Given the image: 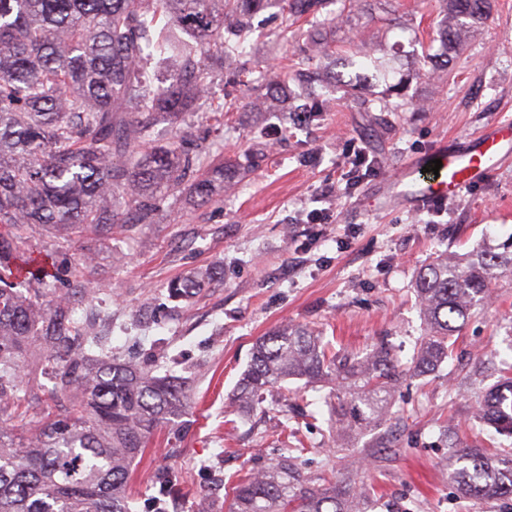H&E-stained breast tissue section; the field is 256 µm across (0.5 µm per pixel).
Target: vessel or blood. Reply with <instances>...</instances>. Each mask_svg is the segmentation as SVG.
I'll return each mask as SVG.
<instances>
[{"instance_id": "vessel-or-blood-1", "label": "vessel or blood", "mask_w": 512, "mask_h": 512, "mask_svg": "<svg viewBox=\"0 0 512 512\" xmlns=\"http://www.w3.org/2000/svg\"><path fill=\"white\" fill-rule=\"evenodd\" d=\"M512 146V121L497 123L492 132L470 141L467 146L445 145L435 156L441 159L442 166L436 179L415 183L421 166L417 162L405 164L398 180L402 183H414L412 197L416 202L424 203L435 199H448L459 195L472 183L487 178L495 169L504 150Z\"/></svg>"}]
</instances>
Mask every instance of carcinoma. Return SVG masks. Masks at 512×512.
<instances>
[{
	"mask_svg": "<svg viewBox=\"0 0 512 512\" xmlns=\"http://www.w3.org/2000/svg\"><path fill=\"white\" fill-rule=\"evenodd\" d=\"M447 53L490 13V0H438ZM279 6L294 17L320 13L322 0H0V412L21 409L27 356L52 383L51 398L69 403L61 419L38 423L14 440L0 423V512H130L131 468L150 438L189 405L187 378L153 375L112 361L106 337L75 318L68 297L52 292L49 262L25 249V230L40 224L61 238L81 227L107 235L119 224H155L171 212L162 203L189 193L214 201L224 166L212 146L193 142L182 127L188 112L213 110L208 79L244 49L252 17ZM303 52L297 67L329 56ZM173 63L163 79L149 72L156 58ZM344 66L387 84L396 69L349 43ZM248 104L278 75L241 67ZM321 112L299 97L296 120ZM170 126L156 142L155 128ZM512 273V242L480 245L463 256L437 255L415 279L425 333L411 365L380 347L358 358L338 356L314 331L284 326L260 337L237 385L239 409L252 411L263 394L290 379L322 383L345 427L384 419L402 375L426 374L450 353L449 341L490 294L493 280ZM209 267L170 282L169 297L188 301L218 279ZM479 415L512 436V373L487 391ZM304 447L284 446L281 459L233 487L229 512H357L363 492L352 484L310 486L295 461ZM453 473L471 499L512 498V453L462 448Z\"/></svg>",
	"mask_w": 512,
	"mask_h": 512,
	"instance_id": "cac0c4a2",
	"label": "carcinoma"
}]
</instances>
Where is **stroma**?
Masks as SVG:
<instances>
[{"label": "stroma", "instance_id": "stroma-1", "mask_svg": "<svg viewBox=\"0 0 512 512\" xmlns=\"http://www.w3.org/2000/svg\"><path fill=\"white\" fill-rule=\"evenodd\" d=\"M366 9V39L397 55L398 69H407L413 42L441 53L436 0H368ZM253 23L245 58L282 72L296 52L285 31L311 21L271 8ZM455 57L453 67L411 80L408 94L426 111H361L354 97L381 95L364 82L306 123L288 105L302 85L281 84L260 111L244 104L225 63L209 86L223 115L191 112L184 124L211 144L225 179L238 184L234 194L205 207L185 195L160 223L126 224L108 238L86 233L69 246L29 230V252L54 262L57 292L97 286L94 299H75V315L98 330L97 308L111 311L114 360L194 381L191 407L133 465L132 512H155L161 474L171 485L167 512H227L231 483L299 441L302 478L362 488L363 512H512L510 500L463 497L451 476L455 449L512 448V437L477 416L480 397L512 364V275L494 283L447 361L398 384L380 425L339 434L323 390L299 379L267 392L261 413L244 416L231 403L255 340L286 324L314 330L339 354L382 344L409 362L424 333L418 270L439 252L512 240V157L456 198L425 206L387 199L403 163L512 119V0H492ZM352 145L372 169L353 167ZM206 266L220 268L221 280L192 301L169 299L172 280Z\"/></svg>", "mask_w": 512, "mask_h": 512}]
</instances>
